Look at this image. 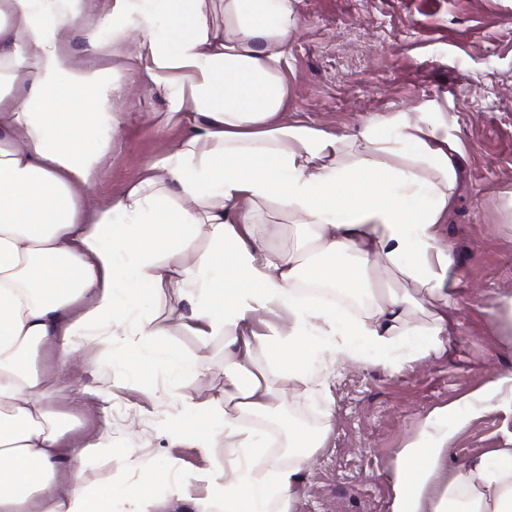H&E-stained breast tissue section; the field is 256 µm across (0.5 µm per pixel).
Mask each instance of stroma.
Returning <instances> with one entry per match:
<instances>
[{"label":"stroma","mask_w":512,"mask_h":512,"mask_svg":"<svg viewBox=\"0 0 512 512\" xmlns=\"http://www.w3.org/2000/svg\"><path fill=\"white\" fill-rule=\"evenodd\" d=\"M296 11L300 32L284 66L286 120L348 135L376 114L401 112L414 122L437 108L457 149L456 203L439 227L460 273L450 298L459 327L447 349L396 372L324 353L315 366L329 384L323 397L267 371L275 409L245 422L274 427L264 453L284 461L290 426L322 435L299 464L292 512H391L401 449L443 411L476 405L448 440L446 479L470 459L512 448V392L485 389L496 372L512 370V0H296ZM72 50L81 66L113 68L120 87L121 132L96 177L105 201L173 151L186 128L168 121V91L149 82L126 48L94 55L77 41ZM149 381L157 393L144 390ZM59 382L65 402L74 391L112 386L113 451L83 466L94 486L159 479L171 462L184 477L224 463L223 448L205 454L163 434L183 415L179 397L206 401L222 392L221 343L209 347L200 377L171 385L136 360L108 364L92 341ZM129 447L138 449L140 467L127 464Z\"/></svg>","instance_id":"35a3bbf8"}]
</instances>
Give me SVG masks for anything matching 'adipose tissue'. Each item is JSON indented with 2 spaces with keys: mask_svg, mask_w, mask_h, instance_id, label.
Listing matches in <instances>:
<instances>
[{
  "mask_svg": "<svg viewBox=\"0 0 512 512\" xmlns=\"http://www.w3.org/2000/svg\"><path fill=\"white\" fill-rule=\"evenodd\" d=\"M83 0H0V512H147L155 498L201 492L222 512H291L298 465L258 456L260 432L241 429L274 400L265 369L305 388L324 350L394 370L444 351L458 283L440 242L456 200L454 148L444 125L378 115L352 136L279 116L288 101L283 61L298 31L294 0H112L95 15ZM137 35L148 79L168 89L189 129L135 182L90 208L95 171L118 129L108 69L78 68L68 49L121 46ZM301 224L295 248L268 245L260 221ZM207 247L197 250L199 239ZM418 283L437 303L412 324L414 297L371 287L376 266ZM311 282L358 301L357 312L320 303ZM174 302L167 315L159 305ZM287 314V329L263 315ZM206 344L224 342V391L184 401L165 435L208 449L223 441L229 469L104 490L74 462L112 447V427L73 441L78 417L58 410L59 371L92 338L125 362L137 350L169 379L197 373L199 357L160 344L166 320ZM267 351L256 367V346ZM51 349L56 369L38 359ZM402 449L392 512H512V448L463 465L429 495L448 458V430Z\"/></svg>",
  "mask_w": 512,
  "mask_h": 512,
  "instance_id": "ef3b65f1",
  "label": "adipose tissue"
}]
</instances>
